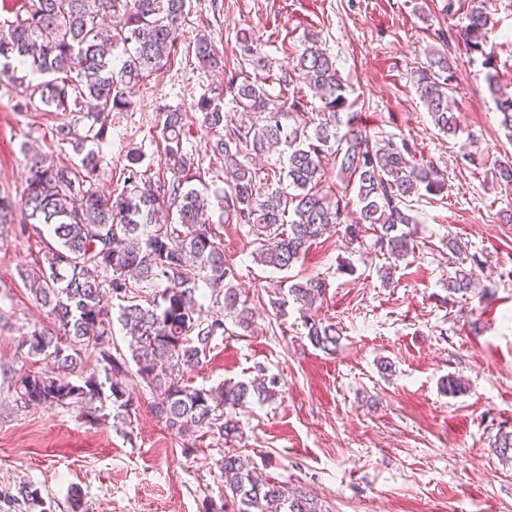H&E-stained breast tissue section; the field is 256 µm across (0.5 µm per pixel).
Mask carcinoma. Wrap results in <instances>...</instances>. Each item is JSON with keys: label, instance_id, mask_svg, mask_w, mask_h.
I'll list each match as a JSON object with an SVG mask.
<instances>
[{"label": "carcinoma", "instance_id": "cac0c4a2", "mask_svg": "<svg viewBox=\"0 0 512 512\" xmlns=\"http://www.w3.org/2000/svg\"><path fill=\"white\" fill-rule=\"evenodd\" d=\"M489 0H468L465 23L456 29L470 55L483 58L489 92L499 124L512 136V91L498 85L489 34L495 27ZM187 0H29L25 16L0 31V80L32 83L33 93L52 112H74L86 100L93 110L75 123L52 132L61 144L81 155L80 164H57L45 154L26 156V188L20 200L0 194V225L11 223L19 210V232L45 224L54 243L46 245L41 264L22 279L46 308L53 327H33L21 346L27 355L50 366L16 379L17 399L27 406L89 405L112 402V418L126 420L133 410L131 382L140 380L158 393L155 416L175 435L242 438L235 409L250 400L263 403L278 394L273 377L193 387L184 372L202 363L216 337L228 333L226 322H250L252 309L235 285L237 271L224 254L217 225L210 223V201L192 187L201 171L186 147L188 113L169 108L163 113L162 165L170 178L153 180L142 167V154L131 150L123 166L120 191L103 194L95 180L105 156L100 150L112 113L132 105L123 88L140 83L169 61L180 37ZM194 55L201 69L220 72L224 56L201 35ZM457 61L433 53L414 71V85L434 126L448 137L461 132L459 117L449 105L455 89ZM224 87L203 97L198 107L202 124L212 135L214 160L224 168L221 197L227 220L243 224L254 236L256 260L275 270H289L333 224L343 223L350 202L359 207L356 223L345 225L351 242L375 233L374 246L388 281L397 263L415 254L417 221L412 197L443 193L448 184L432 164L416 159L405 139H373L363 129L346 96L336 62L312 33L292 71L279 81L299 82L322 103L319 119L289 123L303 107L300 98L271 95L241 72L224 74ZM231 95L232 111L224 110ZM248 121L237 122L231 112ZM94 147H88V144ZM281 168L265 174L247 159L272 150ZM340 157L339 176L345 193L322 192V158ZM354 197H349V194ZM177 219H158L163 208ZM448 293L473 295L480 287L472 267L457 261L462 248L448 241ZM322 279L294 283L284 279L269 298L278 318L290 305L306 313L326 292ZM131 336L130 356L113 354L112 310ZM307 336L317 348L334 353L340 342L336 325L305 317ZM98 352L104 380L94 376L72 380L83 348ZM109 393H104V390ZM224 501H209L205 512H323L322 503L286 482L260 480L249 459L238 451L219 462Z\"/></svg>", "mask_w": 512, "mask_h": 512}]
</instances>
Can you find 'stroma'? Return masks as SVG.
<instances>
[{"label":"stroma","instance_id":"obj_1","mask_svg":"<svg viewBox=\"0 0 512 512\" xmlns=\"http://www.w3.org/2000/svg\"><path fill=\"white\" fill-rule=\"evenodd\" d=\"M442 7L443 0H187L170 60L135 86L130 111L113 113L96 180L100 192L119 188L132 149L158 170L162 112L179 107L190 115L188 147L203 185L223 187L195 108L224 83L223 75L199 69L192 54L203 34L230 69L260 80L292 70L306 36L318 34L363 126L375 136L407 138L445 174L447 191L413 201L418 249L400 263L392 285L377 275L371 242L349 243L340 225L292 268V275L327 283L312 313L341 332L331 355L311 345L299 312L274 317L266 292L280 272L254 261L246 227L224 226V252L254 318L249 328L233 325L216 338L188 383L248 380L260 368L277 377L274 400L238 408L240 448L262 477L302 487L327 512H512V457L495 451L500 434L512 433V186L492 175L495 162L512 157V137L499 124L481 57L461 48L454 99L463 131L451 139L434 127L413 72L448 25ZM489 7L499 80L512 88V51L500 48L512 40V0H490ZM244 33L260 44L265 67L242 59ZM72 118L46 111L24 87L0 83V192H23V145L78 163L72 146L51 135ZM467 142L476 150L470 162L462 157ZM50 239L42 224L0 237V512H30L20 495L25 486L39 488L48 512H71L75 491L83 512H204L206 502L224 497L217 462L225 444L209 437L187 452L186 440L153 414L145 385L132 383L136 409L122 423L113 421L108 402L93 419L77 406L17 401L16 378L35 367L22 336L46 319L21 274L41 261ZM451 239L464 258L483 265V297L449 298ZM382 359L392 376L380 373ZM449 376L463 380L461 393L443 391Z\"/></svg>","mask_w":512,"mask_h":512}]
</instances>
